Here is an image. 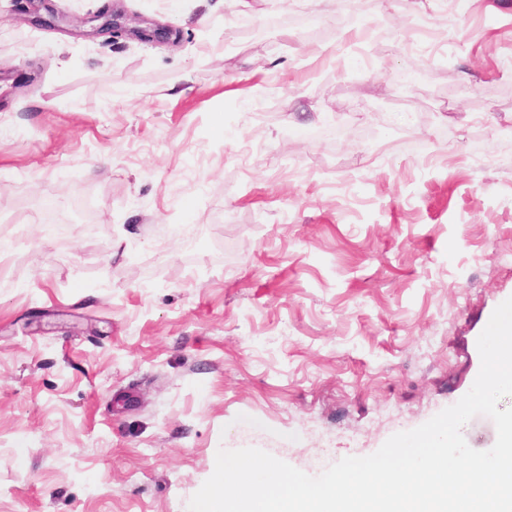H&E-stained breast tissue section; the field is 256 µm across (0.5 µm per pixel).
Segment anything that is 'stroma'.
Wrapping results in <instances>:
<instances>
[{
	"label": "stroma",
	"mask_w": 512,
	"mask_h": 512,
	"mask_svg": "<svg viewBox=\"0 0 512 512\" xmlns=\"http://www.w3.org/2000/svg\"><path fill=\"white\" fill-rule=\"evenodd\" d=\"M316 2L0 0V512H187L219 450L317 476L472 387L512 297V164L473 156L512 140V0L443 36L436 0ZM108 3L179 43L76 25Z\"/></svg>",
	"instance_id": "1"
}]
</instances>
